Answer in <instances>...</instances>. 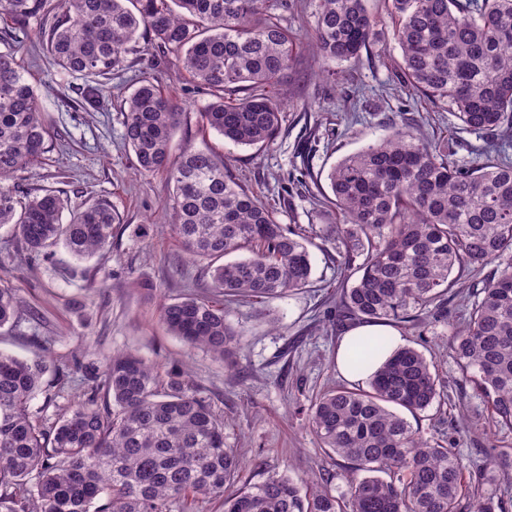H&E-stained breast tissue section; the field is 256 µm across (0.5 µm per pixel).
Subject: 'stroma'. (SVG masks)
<instances>
[{"label": "stroma", "mask_w": 512, "mask_h": 512, "mask_svg": "<svg viewBox=\"0 0 512 512\" xmlns=\"http://www.w3.org/2000/svg\"><path fill=\"white\" fill-rule=\"evenodd\" d=\"M20 57L50 128L41 166L24 173L25 188L60 191L72 204L105 201L119 213L110 246L79 262L85 278L69 280L52 259L20 260L19 243L0 228V288L14 289L15 323L0 327V350L20 357L44 352L55 368L74 362L103 363L113 353L132 350L164 367L178 366L224 418L227 447L252 459L240 485L261 483L275 472L319 483L345 467V459L323 448L308 424L317 395L345 385L336 368L343 336L334 313L343 272L336 262L335 224L342 218L319 203L334 164L386 134L395 121L423 122L432 139L480 149L484 134L460 129L452 113L401 87L395 70L400 51L387 29L360 59L335 64V81L324 80L322 62L302 50L284 79L288 103L280 136L256 151L224 141L202 127L198 114L210 100L188 77L179 75L174 56L154 50L128 54L104 83L100 107L79 105L83 77H54L46 48L33 30L19 33ZM154 75L185 107L175 139L223 155L229 175L275 206L281 223L307 231L310 284L277 299L237 301L226 309L237 343L227 362L201 350H187L160 321L163 303L193 294L211 297L205 260L190 259L170 230L168 201L173 186L165 174L140 175L125 147L119 106L137 77ZM480 273L463 274L443 317H430L420 330L400 329L403 344L432 360L444 385L439 403L413 417L426 436L454 443L478 465L488 467L485 492L512 502V470L493 466L499 450L512 451V429L493 427L487 405L461 376L450 348L453 326L462 320ZM46 340L37 348L34 337Z\"/></svg>", "instance_id": "stroma-1"}]
</instances>
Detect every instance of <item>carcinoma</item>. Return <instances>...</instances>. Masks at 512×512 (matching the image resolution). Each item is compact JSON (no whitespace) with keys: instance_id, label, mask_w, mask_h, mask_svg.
Listing matches in <instances>:
<instances>
[{"instance_id":"obj_1","label":"carcinoma","mask_w":512,"mask_h":512,"mask_svg":"<svg viewBox=\"0 0 512 512\" xmlns=\"http://www.w3.org/2000/svg\"><path fill=\"white\" fill-rule=\"evenodd\" d=\"M367 0H319L311 41L326 62L358 58L388 24L401 61L398 83L451 112L461 126L487 135L480 161L468 145L441 144L418 123H393L383 138L338 161L327 175L339 264L355 277L340 293L343 321L414 327L445 312L452 273L492 270L473 292L450 347L463 376L485 400L489 420L512 429V0H387L388 18ZM0 0V29L41 19L53 65L85 78L82 102L103 97L100 79L122 67L139 39L176 57L208 91L203 126L235 146L261 149L279 136L286 93L281 81L300 49L284 13L290 0ZM0 51V226H8L26 260L63 244L77 260L105 250L119 217L99 202L72 211L60 192L23 190L18 176L47 153L38 95L18 58ZM124 144L141 174L173 182V230L194 257L209 260L211 287L224 297L276 298L311 276L304 235L238 183L224 159L187 144L171 162L184 114L158 82L143 77L121 103ZM239 251L246 256L226 262ZM364 259L353 266V258ZM13 289L0 288V327L16 319ZM167 331L222 361L236 343L224 304L187 295L160 308ZM387 336H360L347 361L361 372L376 362ZM48 371L47 358L0 351V509L3 512H191L196 499L224 512H504L479 493L463 503L473 467L452 444L423 437L416 415L440 398L434 364L413 346L395 350L368 388H332L311 405L309 424L323 447L350 469L307 488L285 473L232 489L249 461L224 445L220 418L176 369L132 352L105 360L84 399L62 407L66 375L30 409ZM54 407L47 413V407ZM389 475L384 479L378 476ZM340 479L346 492L335 495Z\"/></svg>"}]
</instances>
